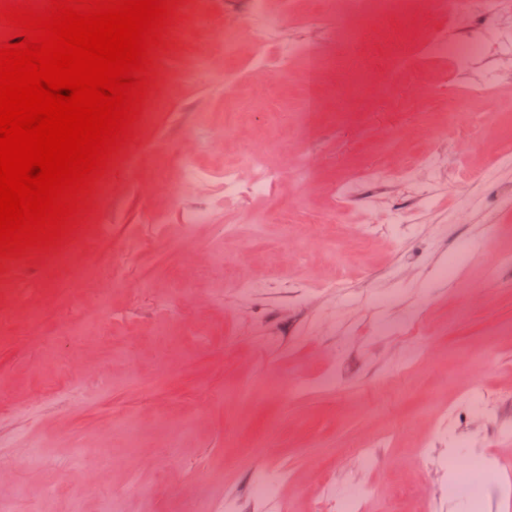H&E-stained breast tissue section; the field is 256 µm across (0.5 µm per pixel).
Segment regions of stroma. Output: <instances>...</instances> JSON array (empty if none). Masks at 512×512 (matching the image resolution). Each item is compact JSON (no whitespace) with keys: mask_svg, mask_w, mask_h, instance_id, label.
<instances>
[{"mask_svg":"<svg viewBox=\"0 0 512 512\" xmlns=\"http://www.w3.org/2000/svg\"><path fill=\"white\" fill-rule=\"evenodd\" d=\"M320 0H272L289 20L253 54L256 18L246 0H213L210 16L184 13L158 60L152 111L128 153L129 172L77 235L71 264L56 281L42 279L40 259L13 260L0 274V294L38 282L32 300L82 330L81 341L33 338L26 323L0 329V500L14 512H188L201 499H254L257 474L281 483L283 512H307L319 475L331 469L337 494L354 485L377 493L364 512H512L507 498L455 497L428 504L433 484H454L460 461L487 454L512 469V266L496 258L512 250V58L495 45L440 78L434 70L391 66L368 42L353 44L342 67L309 81L307 59L281 62L288 45L335 49L332 32L313 15ZM235 23L241 53L224 55L225 23ZM195 75H188L189 66ZM494 81L497 97L477 104L486 119L457 133L448 127L464 86ZM358 94L346 111L302 113L310 96ZM236 136L224 137L225 127ZM434 144L444 167L438 199L427 205L416 187L373 189L355 184L367 203L362 223L311 224L329 210L334 188L361 167L393 166ZM191 151L193 173L173 152ZM263 151L269 168L312 167L301 182L283 178L267 193L224 199V171ZM489 182L473 184L470 169ZM206 210L209 223L186 231L188 216ZM288 212L295 232L282 236L270 215ZM402 211L409 223H390ZM238 228L225 234L226 225ZM111 245L125 264L102 315L78 275ZM220 254L223 267H197L191 293L177 277L200 251ZM153 287H141L144 275ZM343 279L336 293L324 282ZM260 281L245 293L236 280ZM192 304V328L169 308ZM414 325L423 343L413 354L403 331ZM498 398L496 418L473 411L470 394ZM158 404L161 417L149 414ZM137 421L139 457L106 463L127 441L113 414ZM181 426L180 448L162 447L165 426ZM377 437V464L365 470L351 449ZM427 456H419V448ZM37 451L23 465L21 449ZM82 467L92 493H76L70 474ZM410 490L400 498V490Z\"/></svg>","mask_w":512,"mask_h":512,"instance_id":"obj_1","label":"stroma"}]
</instances>
